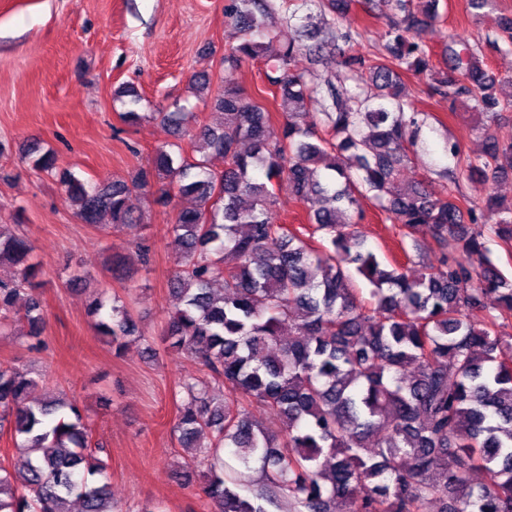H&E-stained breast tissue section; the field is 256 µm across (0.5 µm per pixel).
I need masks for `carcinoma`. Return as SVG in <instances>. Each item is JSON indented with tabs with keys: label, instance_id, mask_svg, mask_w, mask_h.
I'll use <instances>...</instances> for the list:
<instances>
[{
	"label": "carcinoma",
	"instance_id": "cac0c4a2",
	"mask_svg": "<svg viewBox=\"0 0 512 512\" xmlns=\"http://www.w3.org/2000/svg\"><path fill=\"white\" fill-rule=\"evenodd\" d=\"M413 2L362 0L366 13L394 17L384 53L343 52L341 72L320 95L296 69L297 55L318 57L361 32L343 25L346 0H318L324 29L302 26L265 60L283 114L281 137L272 140L270 112L232 74L276 38L274 7L228 0L224 22L236 43L224 54L211 113L196 129L201 158L162 147L129 181L62 179L79 219L98 228L137 222L138 193L155 185L161 205L174 192L194 200L167 225L179 262L170 279L177 306L162 336L209 371L207 380L179 382L173 432L201 469L213 512H512V335L503 334L512 322V280L490 258L481 207H464L453 193L476 174L512 176V136H487L479 157L450 141L453 166L441 183L401 181L428 117L414 111L402 75L426 81L450 111L462 104L495 122L512 105V75L489 72L485 58L512 47V18L494 16L496 0H467L470 13L493 27L472 43L449 38L438 67L422 31L439 20L440 0H424L419 13ZM115 97L128 105L124 123L143 118L134 87ZM319 101L322 131L299 122ZM151 116L178 132L186 120L176 102ZM210 154L224 156V170L208 166ZM345 155L355 168L342 164ZM284 183L310 204L308 223L290 227L273 216ZM368 194L417 253L415 234L426 229L438 264L412 274L413 259L402 264L370 248L355 230L359 198ZM489 206L495 236L512 244V199ZM459 253L478 256L480 267ZM5 264L16 273L0 279V327L24 319L38 351L42 267L31 243L0 224ZM354 274L370 285V300L352 287ZM89 312L98 336L121 354L137 331L127 304L115 296L107 309L96 296ZM37 386L28 369L0 365V422L25 456L22 468L0 474V512H71L72 498L81 512H119L110 482L90 480L105 465L90 453L78 403L33 400ZM254 405L272 410L280 426L256 424ZM201 436L208 442H196ZM475 470L488 479L471 483Z\"/></svg>",
	"mask_w": 512,
	"mask_h": 512
}]
</instances>
